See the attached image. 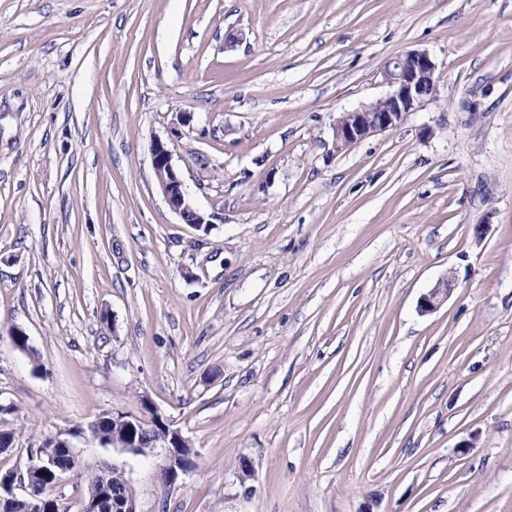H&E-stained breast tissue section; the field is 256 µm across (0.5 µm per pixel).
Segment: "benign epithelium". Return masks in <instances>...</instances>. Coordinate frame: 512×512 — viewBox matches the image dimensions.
Segmentation results:
<instances>
[{
    "mask_svg": "<svg viewBox=\"0 0 512 512\" xmlns=\"http://www.w3.org/2000/svg\"><path fill=\"white\" fill-rule=\"evenodd\" d=\"M437 68L436 61L426 50H411L396 57L385 71V81L390 91L377 101L344 112L336 119L333 127L334 149L343 152L375 134L394 129L403 123L409 113L437 99ZM151 163L164 199L181 220L196 228L210 223L191 201L181 175L172 163L171 151L159 140L151 146ZM450 290V281H440L421 298L420 312L426 314L437 310L447 300ZM108 421L112 422V447L139 454L140 448L134 441V434L142 426L143 420L113 411L98 416L89 429L93 438L102 445L105 440L102 439L100 428ZM159 447L163 449L160 476L165 486L171 487L188 471L183 457L184 452L191 451V446L179 431L167 427ZM39 448V452L28 456L25 477L19 479L11 471L0 474V512H9L17 501L24 503L25 512H57L60 509L57 497L34 493L33 484L39 479L55 477L59 461L77 453L76 447L59 435H50L42 439ZM115 471V466L98 470V491L95 496L81 501L79 512H136L132 488L120 492L110 486L109 479ZM17 486L21 488L19 494L15 493Z\"/></svg>",
    "mask_w": 512,
    "mask_h": 512,
    "instance_id": "benign-epithelium-1",
    "label": "benign epithelium"
}]
</instances>
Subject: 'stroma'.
I'll use <instances>...</instances> for the list:
<instances>
[{
    "label": "stroma",
    "instance_id": "stroma-1",
    "mask_svg": "<svg viewBox=\"0 0 512 512\" xmlns=\"http://www.w3.org/2000/svg\"><path fill=\"white\" fill-rule=\"evenodd\" d=\"M415 49L437 99L334 151ZM144 394L171 488L89 432ZM0 404V471L59 434L138 512H512V0H0ZM151 163L157 185L169 207L180 216L186 224L199 228L212 224L206 215L195 207L184 187L181 175L172 163V153L161 141L151 146ZM450 290L451 283L448 279L440 281L421 298L420 312L426 314L437 310L447 300ZM141 405L151 415L154 423L167 425L162 438L163 442L154 448L163 449L162 463L159 470L165 486H174L182 475H185L188 471L189 466L183 462V457L184 451L191 453L189 441L179 431L170 429L147 396L141 397Z\"/></svg>",
    "mask_w": 512,
    "mask_h": 512
}]
</instances>
